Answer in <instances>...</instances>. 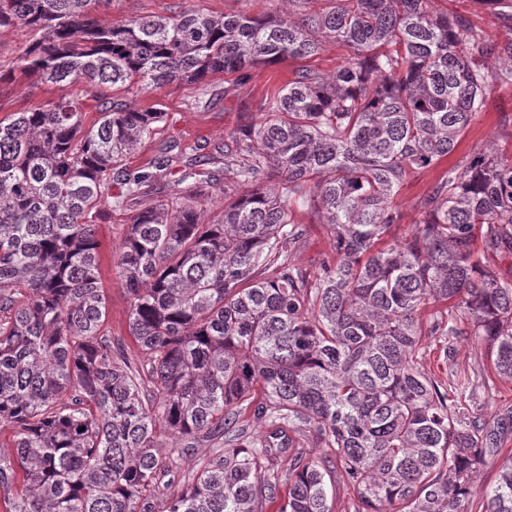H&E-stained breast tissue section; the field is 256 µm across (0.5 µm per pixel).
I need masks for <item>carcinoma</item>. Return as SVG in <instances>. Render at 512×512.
I'll return each mask as SVG.
<instances>
[{"label": "carcinoma", "mask_w": 512, "mask_h": 512, "mask_svg": "<svg viewBox=\"0 0 512 512\" xmlns=\"http://www.w3.org/2000/svg\"><path fill=\"white\" fill-rule=\"evenodd\" d=\"M110 2L0 0V27L36 35L20 73L91 87L97 102L90 121L78 98L0 118L4 512H332L336 470L354 512H469L512 412L489 426L470 413V377L417 364L434 336H476L512 380V283L486 262L512 248V156L490 146L444 173L418 197L408 240L393 238L395 198L409 172L456 149L495 84H512V38L491 41L431 0H320L304 13L311 0H287L279 17L190 9L102 26L92 11ZM323 39L348 61L294 70L259 103L266 120L209 158L247 188L224 208L204 210L220 181L172 146L125 167L164 112L115 91L242 82L315 56ZM162 188L178 203L139 211L116 263L137 362L105 328L96 225L105 205ZM299 205L334 245L316 274L288 261ZM248 409L267 434L246 433ZM202 435L221 448L157 501L163 438L191 448ZM479 512H512L511 454Z\"/></svg>", "instance_id": "carcinoma-1"}]
</instances>
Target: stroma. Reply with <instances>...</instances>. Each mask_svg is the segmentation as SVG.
Returning a JSON list of instances; mask_svg holds the SVG:
<instances>
[{
	"instance_id": "1",
	"label": "stroma",
	"mask_w": 512,
	"mask_h": 512,
	"mask_svg": "<svg viewBox=\"0 0 512 512\" xmlns=\"http://www.w3.org/2000/svg\"><path fill=\"white\" fill-rule=\"evenodd\" d=\"M436 10L468 16L483 34L494 41L512 37V22L499 18L494 10L480 4L479 0H434ZM199 7L215 14L234 15L244 12L263 11L272 16L281 15L282 0H112L108 6L99 7L94 16L102 25H109L138 15H177ZM296 63L286 60L252 71L251 78L233 83L231 76L217 74L211 77L209 86L192 83H174L160 89L129 92L130 100L141 107L162 109L164 118L158 125L154 139L137 150L128 160L130 168L143 167L166 144H175L186 156L201 159L203 171H210L207 159L216 148L231 144L235 134L243 126L262 121L258 105L263 95L273 87L288 81ZM82 96L77 85L37 84L23 77L15 82L0 83V118L13 112L43 106L61 98ZM494 143L500 151L512 153V84L495 86L487 97L483 111L475 113L470 126L457 149L438 165L411 173L402 186L397 201L404 214L403 222L396 230V237L409 235L413 224L421 218L415 202L427 188L448 169L463 162L473 150ZM135 216L134 210L113 211L97 226L99 243L101 285L106 296L107 328L113 338L120 340L127 354L143 359L144 354L129 334V302L115 274L119 246ZM295 220L303 230L301 240L288 251L291 263L308 271H318L325 261L333 260L332 244L317 215L300 210ZM431 350L420 361L422 371L447 379L449 368L462 372L482 371L490 374L484 343L474 336H462L453 344H445L443 338L430 340ZM512 408V382L495 380L493 385H478L477 399L472 407L474 416L487 422H495L506 408ZM211 445L196 448L166 449L168 470L162 483L170 490H180L184 482L192 480L194 463Z\"/></svg>"
}]
</instances>
